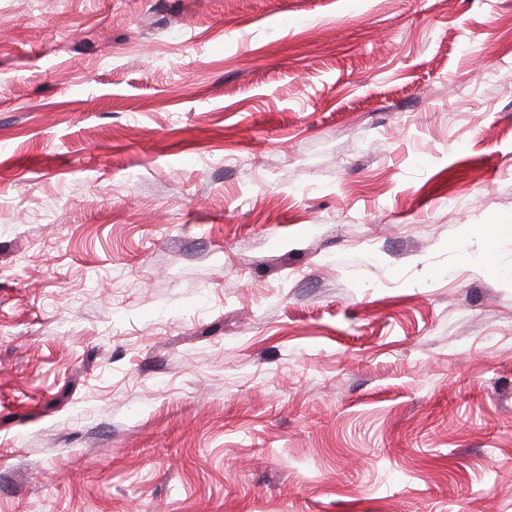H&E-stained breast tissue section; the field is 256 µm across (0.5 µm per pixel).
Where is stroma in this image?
I'll use <instances>...</instances> for the list:
<instances>
[{
  "instance_id": "stroma-1",
  "label": "stroma",
  "mask_w": 512,
  "mask_h": 512,
  "mask_svg": "<svg viewBox=\"0 0 512 512\" xmlns=\"http://www.w3.org/2000/svg\"><path fill=\"white\" fill-rule=\"evenodd\" d=\"M0 512H512V0H0Z\"/></svg>"
}]
</instances>
